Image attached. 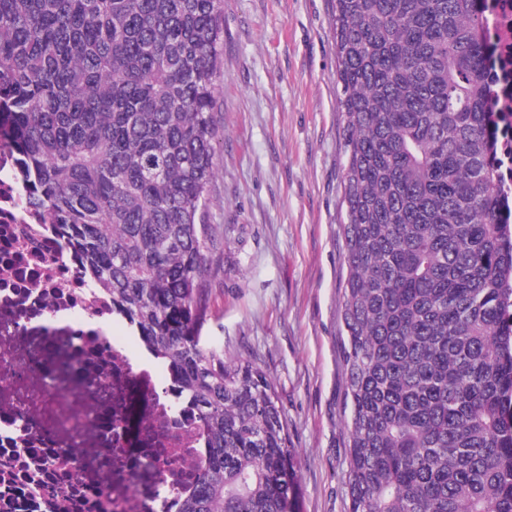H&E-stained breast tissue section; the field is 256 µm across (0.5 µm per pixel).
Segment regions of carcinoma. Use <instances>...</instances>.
Listing matches in <instances>:
<instances>
[{
	"label": "carcinoma",
	"mask_w": 512,
	"mask_h": 512,
	"mask_svg": "<svg viewBox=\"0 0 512 512\" xmlns=\"http://www.w3.org/2000/svg\"><path fill=\"white\" fill-rule=\"evenodd\" d=\"M480 0H333L350 512H512V207ZM224 0H0L26 202L210 432L181 512H299L267 373L203 336Z\"/></svg>",
	"instance_id": "carcinoma-1"
}]
</instances>
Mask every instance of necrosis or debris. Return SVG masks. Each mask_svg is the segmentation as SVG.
<instances>
[{
  "label": "necrosis or debris",
  "mask_w": 512,
  "mask_h": 512,
  "mask_svg": "<svg viewBox=\"0 0 512 512\" xmlns=\"http://www.w3.org/2000/svg\"><path fill=\"white\" fill-rule=\"evenodd\" d=\"M495 120L512 140V0H482ZM0 114V512H179L209 440L169 366L112 331L58 225L26 207Z\"/></svg>",
  "instance_id": "necrosis-or-debris-1"
}]
</instances>
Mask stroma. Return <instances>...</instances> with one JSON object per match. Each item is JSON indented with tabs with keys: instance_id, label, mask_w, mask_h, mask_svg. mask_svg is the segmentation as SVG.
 I'll use <instances>...</instances> for the list:
<instances>
[{
	"instance_id": "35a3bbf8",
	"label": "stroma",
	"mask_w": 512,
	"mask_h": 512,
	"mask_svg": "<svg viewBox=\"0 0 512 512\" xmlns=\"http://www.w3.org/2000/svg\"><path fill=\"white\" fill-rule=\"evenodd\" d=\"M332 0H224L207 333L269 376L302 512H349L346 164Z\"/></svg>"
}]
</instances>
